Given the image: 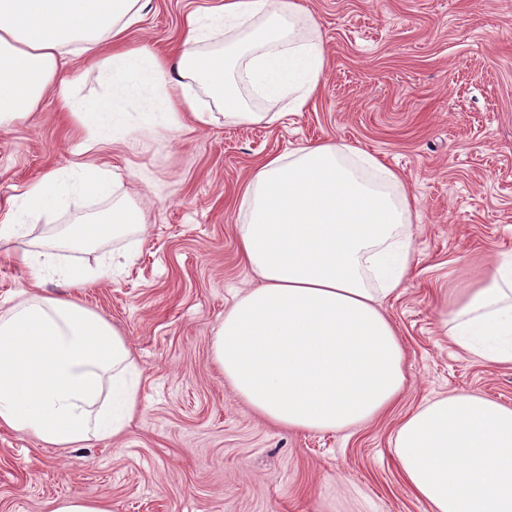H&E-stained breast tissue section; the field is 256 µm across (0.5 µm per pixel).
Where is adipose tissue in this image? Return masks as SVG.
Listing matches in <instances>:
<instances>
[{"label": "adipose tissue", "mask_w": 512, "mask_h": 512, "mask_svg": "<svg viewBox=\"0 0 512 512\" xmlns=\"http://www.w3.org/2000/svg\"><path fill=\"white\" fill-rule=\"evenodd\" d=\"M149 0H0V130L45 96L83 135L68 165L25 187L23 210L0 211V245L29 281L0 312V425L49 448L120 439L136 417L143 369L125 334L69 287L104 281L112 262L62 265L126 231L145 232L137 199L34 239L31 223L104 195L141 167L125 154L137 134L172 139L211 126L204 90L230 125H272L317 97L328 54L302 0H217L224 51H200L198 12L184 16L176 58L128 41ZM92 61L98 89L79 94ZM419 213L399 172L335 142L261 161L242 188L237 234L257 285L225 311L212 339L234 391L277 424L343 430L387 411L407 385L406 354L383 302L414 267L408 228ZM441 325L466 355L512 367V261L463 280L442 301ZM395 454L412 495L430 512H512V407L471 392L426 402L396 430Z\"/></svg>", "instance_id": "obj_1"}]
</instances>
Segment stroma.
Listing matches in <instances>:
<instances>
[{
  "label": "stroma",
  "mask_w": 512,
  "mask_h": 512,
  "mask_svg": "<svg viewBox=\"0 0 512 512\" xmlns=\"http://www.w3.org/2000/svg\"><path fill=\"white\" fill-rule=\"evenodd\" d=\"M216 0H151L133 42L171 53L183 16ZM329 67L316 100L276 124L216 123L128 156L144 182L84 198L33 236L91 218L113 198L143 196L145 234L110 280L69 288L121 329L143 367L140 412L126 436L90 448L43 447L0 427V512H50L79 494L112 512H428L407 490L393 448L402 419L436 396L473 391L512 406V368H490L445 336L440 290L472 260L512 256V0H305ZM332 140L380 155L417 199L416 263L384 303L406 350L408 383L379 419L346 431L290 430L227 385L212 336L251 286L239 251V189L264 158ZM77 141L52 97L0 131V207L66 166Z\"/></svg>",
  "instance_id": "obj_1"
}]
</instances>
